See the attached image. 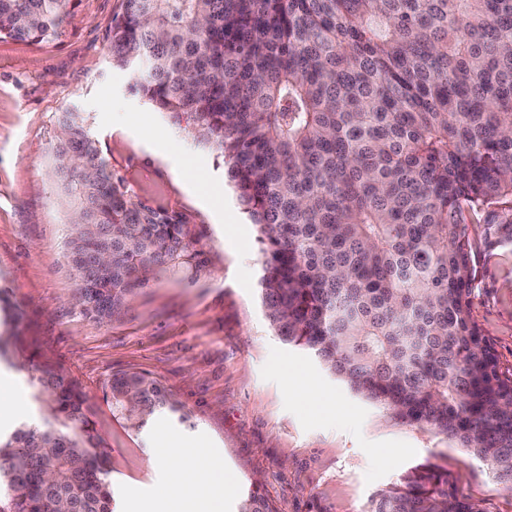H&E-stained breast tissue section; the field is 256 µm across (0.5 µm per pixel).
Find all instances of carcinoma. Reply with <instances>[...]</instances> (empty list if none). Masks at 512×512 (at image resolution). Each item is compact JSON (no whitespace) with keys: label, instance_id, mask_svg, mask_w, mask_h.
<instances>
[{"label":"carcinoma","instance_id":"carcinoma-1","mask_svg":"<svg viewBox=\"0 0 512 512\" xmlns=\"http://www.w3.org/2000/svg\"><path fill=\"white\" fill-rule=\"evenodd\" d=\"M122 2L112 60L224 157L276 335L512 491V376L470 314L472 219L512 243V0ZM72 5L0 0V39L51 44ZM55 154L79 302L110 319L152 270L190 263L189 227L130 201L80 113L62 114ZM35 371L49 420L0 435V512H113L86 393L60 367ZM109 389L138 430L188 421L148 376ZM237 512L274 510L253 492ZM368 512L477 509L421 466Z\"/></svg>","mask_w":512,"mask_h":512}]
</instances>
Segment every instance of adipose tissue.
I'll use <instances>...</instances> for the list:
<instances>
[{"label":"adipose tissue","mask_w":512,"mask_h":512,"mask_svg":"<svg viewBox=\"0 0 512 512\" xmlns=\"http://www.w3.org/2000/svg\"><path fill=\"white\" fill-rule=\"evenodd\" d=\"M153 460L166 474L167 486L162 503L146 502L141 512H223L233 481L206 449L169 437Z\"/></svg>","instance_id":"obj_1"}]
</instances>
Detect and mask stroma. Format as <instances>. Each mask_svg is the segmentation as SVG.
I'll use <instances>...</instances> for the list:
<instances>
[{
	"label": "stroma",
	"instance_id": "35a3bbf8",
	"mask_svg": "<svg viewBox=\"0 0 512 512\" xmlns=\"http://www.w3.org/2000/svg\"><path fill=\"white\" fill-rule=\"evenodd\" d=\"M122 0H76L53 44L0 40V295L16 309L24 355L64 367L90 398L117 512L163 495L155 447L167 435L221 457L234 482L224 512L258 491L276 512H366L371 498L432 464L480 512H512V492L446 435L392 419L275 335L259 301L255 230L224 163L131 90L106 33ZM87 119L114 182L135 204L189 225L196 256L159 269L121 314L98 322L76 303L70 209L54 166L63 112ZM471 316L512 374V243H480ZM157 378L190 415L131 428L112 412L113 375ZM32 368L13 367L10 424L44 422Z\"/></svg>",
	"mask_w": 512,
	"mask_h": 512
}]
</instances>
